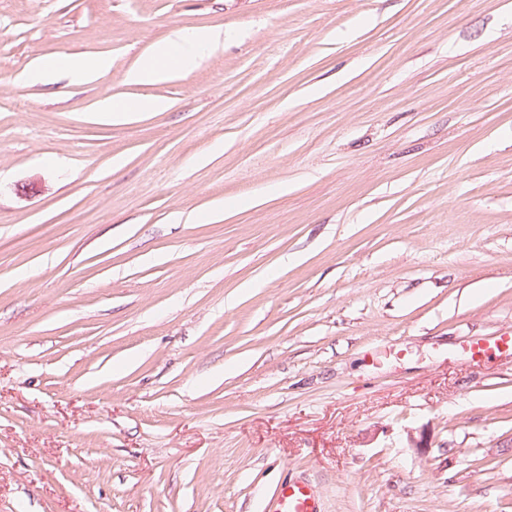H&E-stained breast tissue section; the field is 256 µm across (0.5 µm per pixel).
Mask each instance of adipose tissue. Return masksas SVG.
Instances as JSON below:
<instances>
[{"mask_svg": "<svg viewBox=\"0 0 512 512\" xmlns=\"http://www.w3.org/2000/svg\"><path fill=\"white\" fill-rule=\"evenodd\" d=\"M221 32L211 28L192 32L174 31L167 39L156 43L127 74L129 83L150 84L165 79L174 72L189 71L197 67L216 49L223 47ZM112 66L107 56L93 59L64 57L56 61L40 60L27 73L32 84L47 85L65 79L72 84L83 83L95 71H106Z\"/></svg>", "mask_w": 512, "mask_h": 512, "instance_id": "1", "label": "adipose tissue"}]
</instances>
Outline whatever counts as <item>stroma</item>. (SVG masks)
I'll list each match as a JSON object with an SVG mask.
<instances>
[{
  "instance_id": "stroma-1",
  "label": "stroma",
  "mask_w": 512,
  "mask_h": 512,
  "mask_svg": "<svg viewBox=\"0 0 512 512\" xmlns=\"http://www.w3.org/2000/svg\"><path fill=\"white\" fill-rule=\"evenodd\" d=\"M502 334L512 0H0V512H512ZM223 46L224 36L212 28L176 30L152 47L127 73V80L132 84H150L174 72L191 71ZM112 66V59L99 56L93 59L80 57H63L57 61L40 60L26 74L27 82L47 85L60 79H67L70 84L83 83L94 71H107ZM165 109L166 105L157 100L105 101L102 105V112L106 116H112V112L120 115L135 111L161 112ZM501 347L506 349L511 348L512 350V336H499L489 339H481L470 343L466 347H463V349L466 351L472 361L478 362L487 350L491 348L500 350ZM276 512H324L320 497L308 482L291 480L281 484Z\"/></svg>"
}]
</instances>
